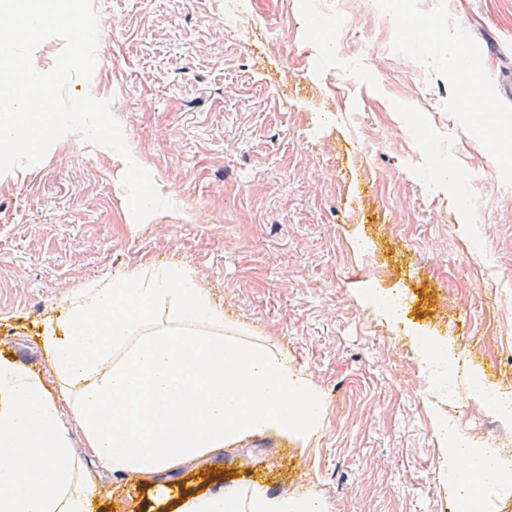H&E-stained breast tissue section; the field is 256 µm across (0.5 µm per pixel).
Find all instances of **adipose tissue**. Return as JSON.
<instances>
[{"mask_svg":"<svg viewBox=\"0 0 512 512\" xmlns=\"http://www.w3.org/2000/svg\"><path fill=\"white\" fill-rule=\"evenodd\" d=\"M171 315L155 319L159 302ZM55 394L0 359V512H94L71 443L78 429L106 471L149 482L206 453L270 432L306 439L323 419L319 391L284 355L228 324L182 262L79 289L42 336ZM459 512L512 492V459L449 442ZM176 512H322L313 498L260 483L179 497Z\"/></svg>","mask_w":512,"mask_h":512,"instance_id":"ef3b65f1","label":"adipose tissue"}]
</instances>
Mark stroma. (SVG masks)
Returning a JSON list of instances; mask_svg holds the SVG:
<instances>
[{"label": "stroma", "mask_w": 512, "mask_h": 512, "mask_svg": "<svg viewBox=\"0 0 512 512\" xmlns=\"http://www.w3.org/2000/svg\"><path fill=\"white\" fill-rule=\"evenodd\" d=\"M253 29L218 32L224 0H93L96 66L70 95L111 103L133 159L172 209L136 223L112 155L70 138L0 174V356L52 382L40 335L85 283L174 261L197 272L247 338L287 354L318 389L320 431L254 436L159 475L116 477L72 433L104 512L163 508L223 472L327 512H456L438 423L492 451L512 422L489 402L439 396L414 344L438 336L484 388L512 379V169L455 110L444 44L467 25L493 43L478 66L512 119V0H406L436 21L428 67L391 49L382 0H355L335 47L307 30L313 0H244ZM287 31L290 55L272 41ZM475 171L422 179L432 155ZM399 295L397 313L376 300ZM496 433H489V423Z\"/></svg>", "instance_id": "obj_1"}]
</instances>
